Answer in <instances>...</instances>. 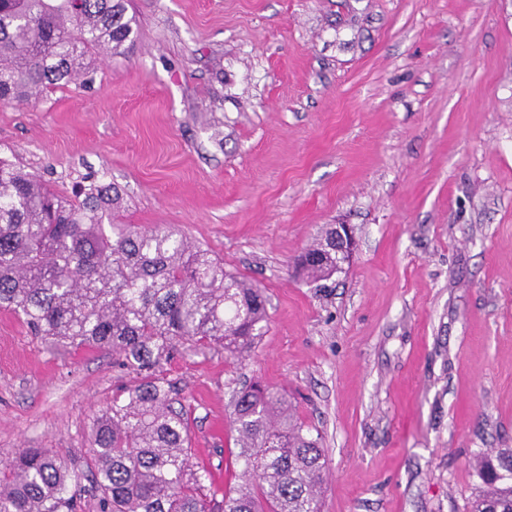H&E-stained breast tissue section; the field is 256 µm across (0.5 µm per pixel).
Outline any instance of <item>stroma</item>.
I'll return each mask as SVG.
<instances>
[{
    "instance_id": "stroma-1",
    "label": "stroma",
    "mask_w": 512,
    "mask_h": 512,
    "mask_svg": "<svg viewBox=\"0 0 512 512\" xmlns=\"http://www.w3.org/2000/svg\"><path fill=\"white\" fill-rule=\"evenodd\" d=\"M91 81L0 102V158L54 191L99 179L116 220L172 226L263 288L245 360L168 367L206 491L241 482L234 383L286 389L321 438L322 512H466L512 448V0H128ZM351 225L324 284L299 255ZM132 378L0 311V463L78 465Z\"/></svg>"
}]
</instances>
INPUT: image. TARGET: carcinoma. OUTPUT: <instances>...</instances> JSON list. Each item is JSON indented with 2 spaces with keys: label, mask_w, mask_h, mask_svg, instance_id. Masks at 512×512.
Here are the masks:
<instances>
[{
  "label": "carcinoma",
  "mask_w": 512,
  "mask_h": 512,
  "mask_svg": "<svg viewBox=\"0 0 512 512\" xmlns=\"http://www.w3.org/2000/svg\"><path fill=\"white\" fill-rule=\"evenodd\" d=\"M134 36L126 0H0V101L31 98L90 73ZM112 185L61 195L0 160V309L31 335L63 348L110 349L134 385L97 416L85 467L49 448H24L5 465L0 512H320L327 460L288 394L260 382L232 396L241 445L240 490L217 501L193 469L184 406L166 366L218 347L253 352L267 321L257 285L173 229L116 224ZM315 281L336 274L330 230L301 259ZM467 512H512V448L480 456Z\"/></svg>",
  "instance_id": "cac0c4a2"
}]
</instances>
